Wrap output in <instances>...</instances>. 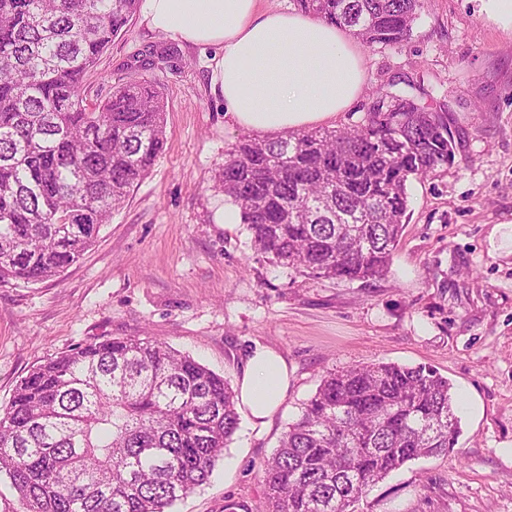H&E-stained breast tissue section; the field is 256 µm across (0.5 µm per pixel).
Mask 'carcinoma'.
<instances>
[{
  "label": "carcinoma",
  "mask_w": 512,
  "mask_h": 512,
  "mask_svg": "<svg viewBox=\"0 0 512 512\" xmlns=\"http://www.w3.org/2000/svg\"><path fill=\"white\" fill-rule=\"evenodd\" d=\"M367 45L410 38L419 0H294ZM139 0H0V281L37 284L77 262L164 151L150 82L87 99L85 78ZM447 104L383 87L363 123L241 136L215 189L254 250L315 278L389 272L407 182L454 162ZM86 224L81 234L58 220ZM239 426L224 376L147 338L112 337L44 360L0 412V473L23 512H172L205 484ZM448 379L374 363L321 380L262 465L270 512H354L409 461L452 450Z\"/></svg>",
  "instance_id": "cac0c4a2"
}]
</instances>
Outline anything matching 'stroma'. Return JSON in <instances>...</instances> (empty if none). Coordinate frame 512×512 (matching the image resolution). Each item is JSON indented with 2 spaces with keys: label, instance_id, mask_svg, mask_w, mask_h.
Returning <instances> with one entry per match:
<instances>
[{
  "label": "stroma",
  "instance_id": "1",
  "mask_svg": "<svg viewBox=\"0 0 512 512\" xmlns=\"http://www.w3.org/2000/svg\"><path fill=\"white\" fill-rule=\"evenodd\" d=\"M167 51L168 62L140 65ZM215 47L153 32L135 15L89 74L88 96L148 81L167 117L163 155L59 277L0 282V407L46 358L87 342L140 336L238 382L254 349L288 363L289 387L264 427L241 417L209 481L173 512H268L260 466L331 370L426 364L447 377L461 433L452 451L410 462L356 512H512V32L482 0H422L404 43L364 47L361 95L333 125L362 123L380 86L448 102L453 164L407 184L404 231L380 280L317 279L270 265L213 188L242 131L213 91Z\"/></svg>",
  "mask_w": 512,
  "mask_h": 512
}]
</instances>
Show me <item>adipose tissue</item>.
<instances>
[{
	"label": "adipose tissue",
	"mask_w": 512,
	"mask_h": 512,
	"mask_svg": "<svg viewBox=\"0 0 512 512\" xmlns=\"http://www.w3.org/2000/svg\"><path fill=\"white\" fill-rule=\"evenodd\" d=\"M153 30L214 45V82L229 125L283 135L332 121L365 84L363 53L348 34L298 12L260 9L258 0H143ZM286 360L260 348L239 382L253 423L265 424L288 390Z\"/></svg>",
	"instance_id": "adipose-tissue-1"
}]
</instances>
